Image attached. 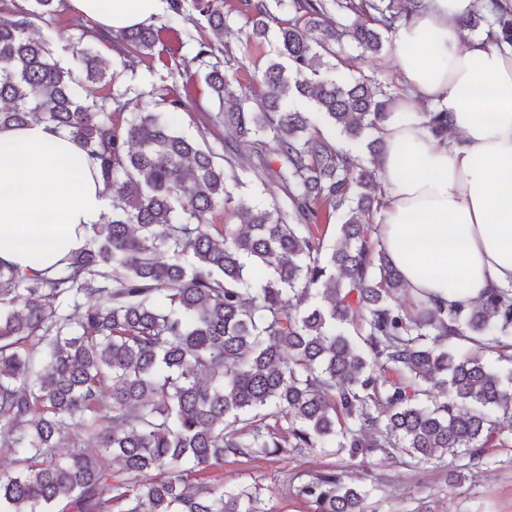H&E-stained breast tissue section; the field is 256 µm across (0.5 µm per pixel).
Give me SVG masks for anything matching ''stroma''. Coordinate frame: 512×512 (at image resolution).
Here are the masks:
<instances>
[{"label": "stroma", "instance_id": "1", "mask_svg": "<svg viewBox=\"0 0 512 512\" xmlns=\"http://www.w3.org/2000/svg\"><path fill=\"white\" fill-rule=\"evenodd\" d=\"M224 12L229 16L230 28L218 42L192 5H185L181 17L175 19L169 13L160 14L153 21V28L161 35L175 34L178 45L165 47L158 59L129 54L115 38L95 39L93 22L74 17L64 6L53 15L35 20L30 34L50 42L56 59L65 65L84 47L94 48L115 74L114 83L97 85L98 95L105 96L113 90L132 86L146 92L164 87L170 94L181 97L186 108L178 117V131L220 157L224 147L218 138L220 130L213 124L219 103L204 79L205 74L212 65H222L235 93L251 96L258 92L254 72L274 57L277 50V42L272 37L251 47L245 45L247 14L240 0H224ZM209 40L214 43V54L199 57V42ZM346 54L348 75L396 83L401 80L391 51L370 57L350 48ZM172 65L179 69L174 77L168 73ZM257 149L258 144L253 139L236 145L238 164L235 178L230 182L234 196L264 205L285 204L284 192L273 175H260L253 169ZM330 466L341 468L346 476L371 487L366 512H512V446L488 448L482 461L470 466L469 479L452 490L447 488L445 472L441 469L412 467L403 459L380 455L364 464L344 454L333 455L320 450H290L249 461L228 458L212 476L228 488H257L266 512H308L293 493V481L298 477L308 478Z\"/></svg>", "mask_w": 512, "mask_h": 512}]
</instances>
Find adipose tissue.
Instances as JSON below:
<instances>
[{"label":"adipose tissue","mask_w":512,"mask_h":512,"mask_svg":"<svg viewBox=\"0 0 512 512\" xmlns=\"http://www.w3.org/2000/svg\"><path fill=\"white\" fill-rule=\"evenodd\" d=\"M473 0H423L395 35L408 120L382 134L381 240L413 296L453 305L512 286V48L460 47ZM100 34L149 24L163 0H67ZM447 111L441 140L419 113ZM110 206L77 142L47 123L0 127V264L51 271L86 244Z\"/></svg>","instance_id":"ef3b65f1"}]
</instances>
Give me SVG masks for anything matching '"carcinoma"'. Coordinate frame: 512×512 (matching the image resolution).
<instances>
[{
  "label": "carcinoma",
  "mask_w": 512,
  "mask_h": 512,
  "mask_svg": "<svg viewBox=\"0 0 512 512\" xmlns=\"http://www.w3.org/2000/svg\"><path fill=\"white\" fill-rule=\"evenodd\" d=\"M0 8V127L49 122L76 140L111 209L50 275L0 265V512H265L257 491L226 489L224 458L334 448L417 465L507 446L512 289L446 307L403 297L373 215L384 207L379 137L403 118L390 87L345 76L348 41L375 57L416 0H243L248 39L275 33L257 108L218 65L205 77L224 143L262 135L288 209L235 200L224 167L181 135L177 96L130 117L91 86L108 78L81 50L63 66L34 20L61 0ZM473 0L460 32L512 46V13ZM218 36L224 0H194ZM349 11L348 24L333 15ZM286 12L289 18H280ZM155 55V29L117 35ZM303 75L298 82L294 75ZM301 96L314 111L288 106ZM448 137V112H422ZM347 145L331 143L320 124ZM246 224L209 223L219 205ZM337 214L336 244L324 214ZM68 446L63 457L55 449ZM109 454L127 474L113 479ZM370 490L329 468L295 487L311 512H366Z\"/></svg>",
  "instance_id": "cac0c4a2"
}]
</instances>
